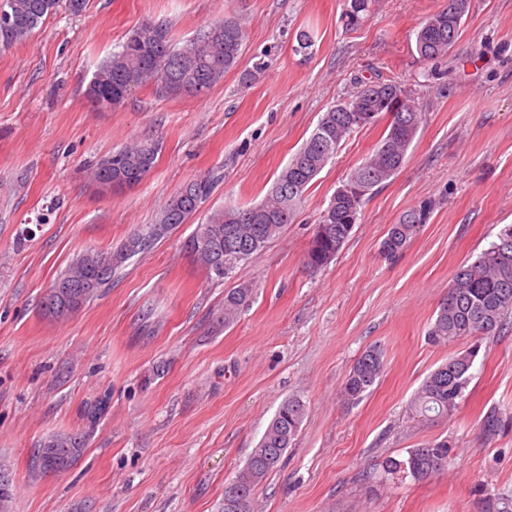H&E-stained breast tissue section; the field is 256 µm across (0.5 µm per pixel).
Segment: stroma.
Listing matches in <instances>:
<instances>
[{"mask_svg":"<svg viewBox=\"0 0 512 512\" xmlns=\"http://www.w3.org/2000/svg\"><path fill=\"white\" fill-rule=\"evenodd\" d=\"M444 5L373 0L349 31L345 0H86L0 49V471L12 512H224L225 486L291 398L307 415L255 489V512H487L512 496V319L475 342L453 415L409 417L427 375L475 344L428 340L450 280L512 224V0H470L447 57L423 61L416 34ZM232 12L249 18L243 54L207 94L169 99L139 86L120 108L90 107L93 73L133 31L163 23L181 45ZM303 29L313 44L301 51ZM260 58L264 75L243 83ZM372 81L401 84L423 122L336 257L308 266L314 227L383 123L341 144L262 251L207 277L184 240L213 210L261 201L322 114ZM146 140L161 151L140 184L120 194L93 185L99 159ZM207 174L216 187L186 224L78 312L44 314L74 256L120 246ZM428 200L427 223L386 259L389 225ZM241 285L253 295L223 325L224 293ZM375 345L384 372L350 402L343 383ZM72 432L88 438L78 463L37 473L40 441ZM442 439L448 465L429 480L382 467Z\"/></svg>","mask_w":512,"mask_h":512,"instance_id":"obj_1","label":"stroma"}]
</instances>
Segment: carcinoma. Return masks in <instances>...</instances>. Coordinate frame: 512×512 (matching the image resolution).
Instances as JSON below:
<instances>
[{
    "instance_id": "carcinoma-1",
    "label": "carcinoma",
    "mask_w": 512,
    "mask_h": 512,
    "mask_svg": "<svg viewBox=\"0 0 512 512\" xmlns=\"http://www.w3.org/2000/svg\"><path fill=\"white\" fill-rule=\"evenodd\" d=\"M457 10L443 8L430 16L416 36V50L424 60L448 55V30L461 31L470 0H454ZM60 0H0V7L12 15L7 45L21 43L59 6ZM371 0H348L343 20L354 29L367 18ZM246 29L242 18L232 14L219 20L196 37L177 47L164 24L147 23L133 32L120 51L104 60L90 79L86 98L97 91H112V104L126 101L135 86H155L162 98L186 94L204 95L237 66L243 53ZM400 100V109L386 124L373 151L354 167L344 185L359 182L372 191L389 180L403 165L407 151L417 135L422 114L406 90L394 82H368L341 106H331L302 146L278 173L262 202L251 206H230L214 211L197 225L189 242L200 246L192 262L224 278L230 266L261 251L283 228L292 223L298 204L313 180L336 155L340 143L352 132L375 124L388 109L379 107L374 94ZM161 146L157 142H139L126 146L100 160L93 167V180L103 174L121 178L135 186L154 167ZM211 175H200L170 199L158 221L131 234L119 247L109 252L88 250L72 259L52 282L49 290L75 277L91 276L97 286L84 298V306L102 289L112 284V277L132 257L143 253L141 239L155 235L163 239L178 224H184L205 202L215 188ZM364 197L354 193L333 196L320 214L307 252V263L321 267L336 257L349 238L358 219ZM432 204L423 202L406 211L398 223L389 227L381 243L387 257L400 253L420 227L427 223ZM252 289L232 288L224 294V325L232 324L239 311L250 301ZM512 316V225L504 226L497 240L471 263L460 266L448 285V294L440 303L428 336L434 343H449L461 338L489 335ZM477 352L466 350L453 355L433 370L420 386L410 408L412 417L447 415L459 407L470 380V370ZM383 351L367 348L354 363L345 383L348 400H360L383 373ZM306 416V406L298 399L285 401L267 426L256 448L232 482L224 489V500L235 501L229 512H254L253 491L276 471L291 446ZM59 449L62 470L73 467L86 449V439L77 433L53 434L40 444ZM450 445L442 440L411 448L403 461L387 460L388 471L402 469L418 481L429 479L448 465Z\"/></svg>"
}]
</instances>
